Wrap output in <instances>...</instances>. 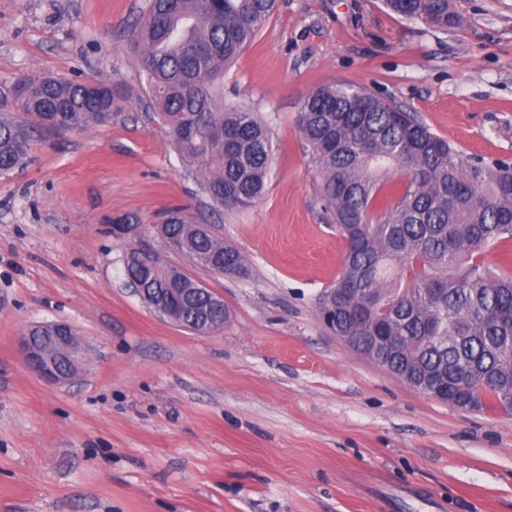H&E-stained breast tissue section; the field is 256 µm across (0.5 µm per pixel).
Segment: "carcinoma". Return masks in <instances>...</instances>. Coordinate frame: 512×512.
<instances>
[{"label": "carcinoma", "instance_id": "cac0c4a2", "mask_svg": "<svg viewBox=\"0 0 512 512\" xmlns=\"http://www.w3.org/2000/svg\"><path fill=\"white\" fill-rule=\"evenodd\" d=\"M396 14L438 29L459 23L451 0H385ZM275 0H150L132 31L149 95L178 153L201 189L221 209L246 208L266 191L272 145L265 123L243 107L224 105L217 83L224 67L269 20ZM22 126L0 117V176L30 157L35 137L106 126L126 99L116 85L56 77L17 82ZM297 128L320 175L328 223L348 244L332 299L333 318L359 345L400 336L382 363L411 373L424 392L438 377L448 397L478 386L475 410L512 409V272L491 266L486 252L512 245V164H492L453 147L415 115L364 88L318 87L300 106ZM160 233L194 265L244 273L228 242L173 208ZM126 278L147 295L156 288L187 293L186 317L214 311L213 293L161 258L132 251Z\"/></svg>", "mask_w": 512, "mask_h": 512}]
</instances>
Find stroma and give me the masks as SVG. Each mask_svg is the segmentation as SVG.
I'll return each mask as SVG.
<instances>
[{
    "label": "stroma",
    "mask_w": 512,
    "mask_h": 512,
    "mask_svg": "<svg viewBox=\"0 0 512 512\" xmlns=\"http://www.w3.org/2000/svg\"><path fill=\"white\" fill-rule=\"evenodd\" d=\"M149 0H0V112L22 78L122 86L107 127L42 134L0 177V512H512V411L424 396L328 332L316 313L344 239L322 219L298 109L340 81L396 102L454 147L512 162V0H453L439 30L383 0H277L229 65L224 102L256 112L273 147L252 206L217 208L155 110L132 29ZM174 205L247 258L226 278L162 259L223 296V330L160 318L123 259L158 247ZM137 214L138 235L109 222ZM43 322L85 342L46 385L17 340Z\"/></svg>",
    "instance_id": "obj_1"
}]
</instances>
